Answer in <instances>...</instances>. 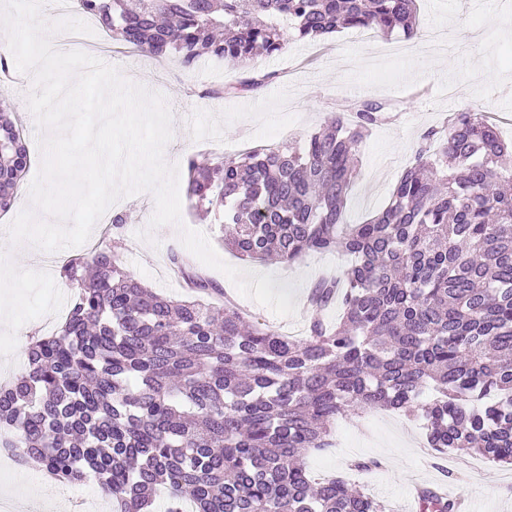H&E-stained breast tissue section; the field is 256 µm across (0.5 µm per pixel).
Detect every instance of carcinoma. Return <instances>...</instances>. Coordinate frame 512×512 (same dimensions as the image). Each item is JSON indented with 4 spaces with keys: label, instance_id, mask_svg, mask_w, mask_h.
Listing matches in <instances>:
<instances>
[{
    "label": "carcinoma",
    "instance_id": "cac0c4a2",
    "mask_svg": "<svg viewBox=\"0 0 512 512\" xmlns=\"http://www.w3.org/2000/svg\"><path fill=\"white\" fill-rule=\"evenodd\" d=\"M109 40L185 68L239 69L283 49L267 21L300 39L348 28L416 34V0H74ZM366 101L330 115L298 148L186 159L194 208L222 213L224 245L294 263L351 259L318 282L334 323L284 336L231 302L163 296L125 271L112 246L59 266L74 293L56 333L31 341L26 372L0 386V448L63 484L94 480L117 512H389L306 458L332 445L347 413L404 410L429 445L512 465V141L484 113L448 116L422 137L384 208L344 221L359 148L386 118ZM31 158L0 111V213L17 204ZM188 293L216 289L173 252ZM423 512H458L430 493Z\"/></svg>",
    "mask_w": 512,
    "mask_h": 512
}]
</instances>
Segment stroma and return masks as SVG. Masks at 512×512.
I'll list each match as a JSON object with an SVG mask.
<instances>
[{"label": "stroma", "instance_id": "obj_1", "mask_svg": "<svg viewBox=\"0 0 512 512\" xmlns=\"http://www.w3.org/2000/svg\"><path fill=\"white\" fill-rule=\"evenodd\" d=\"M419 33L447 28L455 44L448 52L429 54L420 38L409 40L408 52L391 55L400 43L396 34L373 29H344L310 41L293 36L289 21L280 27L289 38L284 48L252 61V72L275 73L273 82L256 93L238 97H209L205 91L238 83L247 72L214 59L184 68L176 59L158 61L140 56L138 67L124 70L126 79L146 83L163 94L172 112V138L164 150L168 163L185 166L188 156L229 157L258 145L295 147L314 132L332 112H343L361 100L389 102L390 119L374 128L364 142L356 176L350 187L346 220L365 221L388 201L390 192L413 160L423 134L441 127L453 112H486L498 116L504 137H512V0H418ZM155 201L146 191L124 198L118 210L125 224L110 237L123 267L144 284L178 297L184 289L165 281L160 272L171 252L182 250L175 226L150 228ZM184 224L204 233L228 265L272 274L276 284L291 281L297 288L296 315L282 317L247 297L239 306L254 321L273 328L297 326L306 319L302 304L319 274L339 273L346 260L329 253H313L293 264L240 259L225 249L223 230L213 219L200 218L182 207ZM151 230L152 241L139 233ZM18 286H0V383L16 379L25 370V349L16 326L30 335L48 333L51 323L73 290L58 270L17 264ZM335 445L311 454L312 476H341L364 485L386 502L392 512L406 507L413 481L440 485L448 498L459 500L461 512H512V470L478 455L456 466L448 456L445 468L434 465L426 448L421 420L402 412L371 411L336 420ZM373 459L377 468L353 470L358 460Z\"/></svg>", "mask_w": 512, "mask_h": 512}]
</instances>
